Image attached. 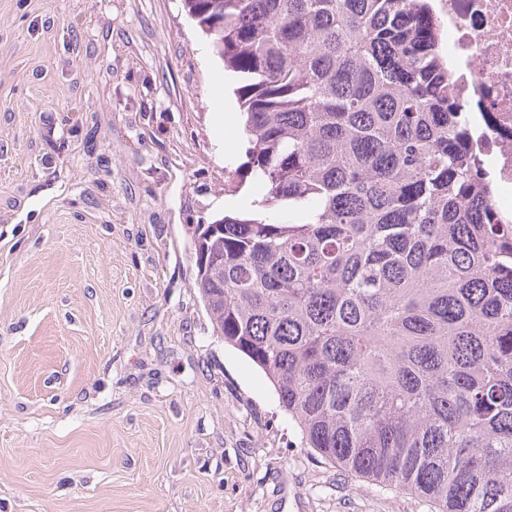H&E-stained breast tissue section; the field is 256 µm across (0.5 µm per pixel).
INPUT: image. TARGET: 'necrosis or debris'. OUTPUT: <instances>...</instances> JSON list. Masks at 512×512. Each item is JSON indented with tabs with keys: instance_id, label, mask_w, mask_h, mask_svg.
Masks as SVG:
<instances>
[{
	"instance_id": "4bbe7bcc",
	"label": "necrosis or debris",
	"mask_w": 512,
	"mask_h": 512,
	"mask_svg": "<svg viewBox=\"0 0 512 512\" xmlns=\"http://www.w3.org/2000/svg\"><path fill=\"white\" fill-rule=\"evenodd\" d=\"M448 64L471 127L470 149L512 221V0H445Z\"/></svg>"
}]
</instances>
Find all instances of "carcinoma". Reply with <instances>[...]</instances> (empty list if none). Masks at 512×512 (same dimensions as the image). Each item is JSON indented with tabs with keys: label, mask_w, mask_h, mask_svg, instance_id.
Here are the masks:
<instances>
[{
	"label": "carcinoma",
	"mask_w": 512,
	"mask_h": 512,
	"mask_svg": "<svg viewBox=\"0 0 512 512\" xmlns=\"http://www.w3.org/2000/svg\"><path fill=\"white\" fill-rule=\"evenodd\" d=\"M182 2L237 81L259 189L196 255L213 332L325 461L512 512V223L430 0Z\"/></svg>",
	"instance_id": "cac0c4a2"
}]
</instances>
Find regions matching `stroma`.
I'll return each mask as SVG.
<instances>
[{
    "instance_id": "35a3bbf8",
    "label": "stroma",
    "mask_w": 512,
    "mask_h": 512,
    "mask_svg": "<svg viewBox=\"0 0 512 512\" xmlns=\"http://www.w3.org/2000/svg\"><path fill=\"white\" fill-rule=\"evenodd\" d=\"M235 87L182 0H0V512H432L302 447L213 333Z\"/></svg>"
}]
</instances>
